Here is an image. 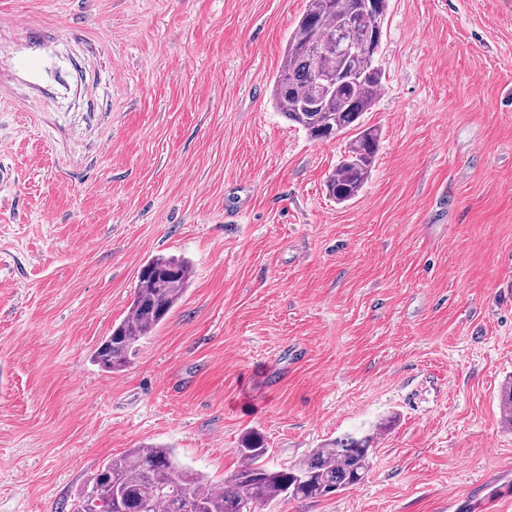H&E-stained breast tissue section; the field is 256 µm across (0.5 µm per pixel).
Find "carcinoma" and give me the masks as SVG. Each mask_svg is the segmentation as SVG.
<instances>
[{"label": "carcinoma", "instance_id": "obj_1", "mask_svg": "<svg viewBox=\"0 0 512 512\" xmlns=\"http://www.w3.org/2000/svg\"><path fill=\"white\" fill-rule=\"evenodd\" d=\"M387 0H307L288 36L271 99L310 139L354 132L328 175L326 190L339 203L359 196L371 177L378 130L363 123L382 88L375 66L384 37ZM193 275L188 261L157 255L140 268L130 316L112 326L92 360L107 372L130 363L140 339L152 333L183 297ZM501 419L512 428V381L502 388ZM378 428L345 434L298 462L271 469L257 439L240 449L243 464L216 489L175 462L165 446L132 448L104 463L79 489L72 512H251L277 499H316L364 482Z\"/></svg>", "mask_w": 512, "mask_h": 512}]
</instances>
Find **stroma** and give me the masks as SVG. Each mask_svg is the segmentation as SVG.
I'll return each mask as SVG.
<instances>
[{
	"label": "stroma",
	"mask_w": 512,
	"mask_h": 512,
	"mask_svg": "<svg viewBox=\"0 0 512 512\" xmlns=\"http://www.w3.org/2000/svg\"><path fill=\"white\" fill-rule=\"evenodd\" d=\"M306 0H0L44 25L48 95L0 30V512H71L127 450L214 486L368 425L365 481L261 512H455L512 480V0H388L372 176L324 187L348 135L272 105ZM95 86L85 95V86ZM191 284L123 371L91 355L141 266ZM469 493L474 497H478L480 505L485 507L486 505L497 503L500 499L507 497L510 498V487L508 484L502 486L498 484L497 480H486L485 482L473 486Z\"/></svg>",
	"instance_id": "35a3bbf8"
}]
</instances>
